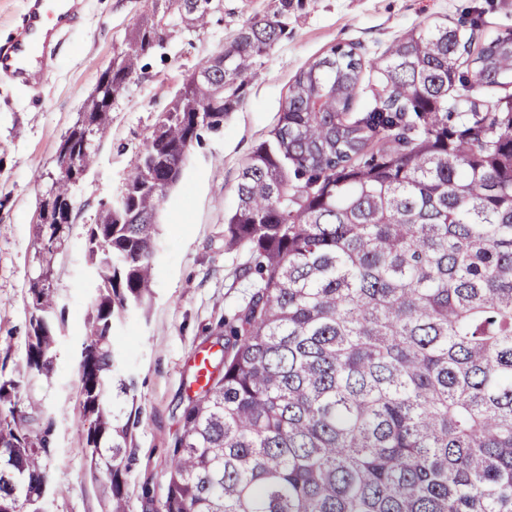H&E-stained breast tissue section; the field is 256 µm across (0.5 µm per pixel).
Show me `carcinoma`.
Returning a JSON list of instances; mask_svg holds the SVG:
<instances>
[{
    "mask_svg": "<svg viewBox=\"0 0 512 512\" xmlns=\"http://www.w3.org/2000/svg\"><path fill=\"white\" fill-rule=\"evenodd\" d=\"M137 24L64 136L57 164L88 169L104 99L172 32L203 28L221 0H169ZM245 21L181 83L88 229L100 283L85 325L79 408L106 512H127L135 422L106 402L113 321L146 308L157 215L198 120L215 130L287 31L293 0ZM474 35L436 24L377 60L337 47L293 81L236 187L224 247L252 292L224 317V355L184 408L165 512H512V34L461 58ZM382 92L351 111L363 65ZM76 181L40 208L27 367L51 370L52 259ZM21 381L0 383V512H42L49 428L29 429Z\"/></svg>",
    "mask_w": 512,
    "mask_h": 512,
    "instance_id": "cac0c4a2",
    "label": "carcinoma"
}]
</instances>
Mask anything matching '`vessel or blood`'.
I'll return each mask as SVG.
<instances>
[{"label": "vessel or blood", "mask_w": 512, "mask_h": 512, "mask_svg": "<svg viewBox=\"0 0 512 512\" xmlns=\"http://www.w3.org/2000/svg\"><path fill=\"white\" fill-rule=\"evenodd\" d=\"M85 0H27L14 33L0 42V79L28 93L42 92L55 68L57 47L83 15Z\"/></svg>", "instance_id": "obj_1"}]
</instances>
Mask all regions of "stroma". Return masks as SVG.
<instances>
[{
  "instance_id": "35a3bbf8",
  "label": "stroma",
  "mask_w": 512,
  "mask_h": 512,
  "mask_svg": "<svg viewBox=\"0 0 512 512\" xmlns=\"http://www.w3.org/2000/svg\"><path fill=\"white\" fill-rule=\"evenodd\" d=\"M276 3L224 0L205 29L172 35L165 48L141 58L112 105L106 133L93 140L96 165L73 189L72 221L53 261L58 345L49 377L31 380L24 377L30 287L42 266L36 224L57 175L60 144L134 25L152 16L154 0H87L40 98L0 83V381H20V406L52 425L43 512H103L79 409L83 336L98 285L86 237L98 204L117 194L184 76ZM441 23L487 43L512 32V0H293L288 33L247 77L239 108L191 148L181 181L158 213L151 307L128 311L111 336L116 376L128 390H110L107 402L115 414L134 412L139 420L126 475L128 512H164L181 414L198 389L197 357L221 350L219 323L249 293L240 272L245 254L224 247V217L236 208L241 169L276 125L294 79L332 47H354L369 60L406 32Z\"/></svg>"
}]
</instances>
